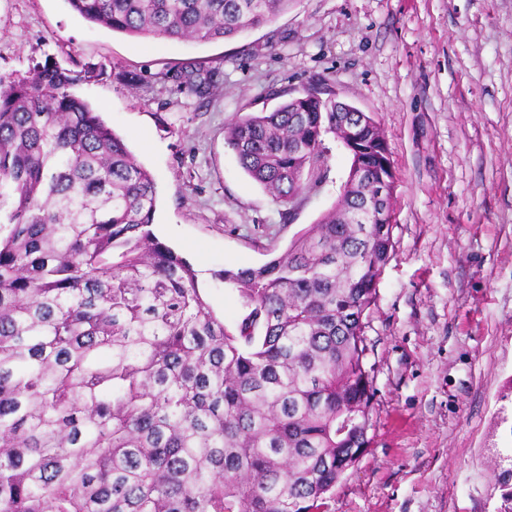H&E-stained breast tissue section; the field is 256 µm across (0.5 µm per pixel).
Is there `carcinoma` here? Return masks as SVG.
<instances>
[{
  "label": "carcinoma",
  "mask_w": 512,
  "mask_h": 512,
  "mask_svg": "<svg viewBox=\"0 0 512 512\" xmlns=\"http://www.w3.org/2000/svg\"><path fill=\"white\" fill-rule=\"evenodd\" d=\"M130 36L232 39L291 0H65ZM220 71L160 73L199 97ZM102 76L48 59L0 75V512H327L354 467L375 389L365 314L394 250L393 208L355 164L381 125L336 99L236 119L224 140L289 205L352 153L338 201L284 254L224 269L246 310L224 328L191 265L151 231L156 183L74 88ZM364 121L359 142L344 127ZM498 474L512 512V448Z\"/></svg>",
  "instance_id": "carcinoma-1"
}]
</instances>
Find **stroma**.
Returning <instances> with one entry per match:
<instances>
[{
	"instance_id": "35a3bbf8",
	"label": "stroma",
	"mask_w": 512,
	"mask_h": 512,
	"mask_svg": "<svg viewBox=\"0 0 512 512\" xmlns=\"http://www.w3.org/2000/svg\"><path fill=\"white\" fill-rule=\"evenodd\" d=\"M49 58L104 67L75 93L153 175L152 230L232 333L245 311L224 269L259 266L317 223L350 155L327 137L329 184L286 207L241 168L225 125L319 81L380 123L395 223L364 318L370 445L329 507L496 512V457L512 448V0H293L263 27L208 42L128 36L66 0H0V74ZM191 60L219 68L211 95L158 80Z\"/></svg>"
}]
</instances>
